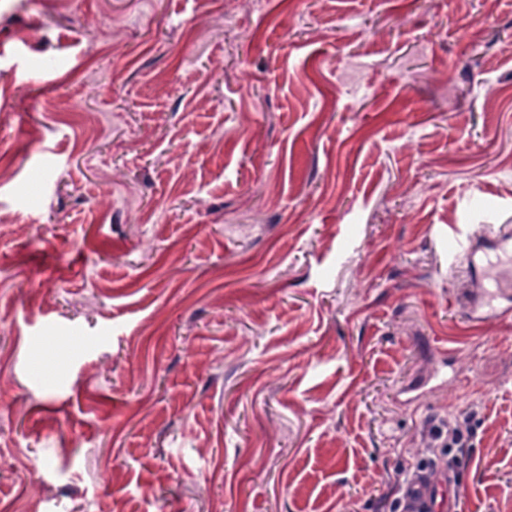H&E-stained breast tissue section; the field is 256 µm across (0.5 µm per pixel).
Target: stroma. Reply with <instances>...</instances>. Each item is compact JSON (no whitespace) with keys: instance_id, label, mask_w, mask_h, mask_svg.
Segmentation results:
<instances>
[{"instance_id":"1","label":"stroma","mask_w":512,"mask_h":512,"mask_svg":"<svg viewBox=\"0 0 512 512\" xmlns=\"http://www.w3.org/2000/svg\"><path fill=\"white\" fill-rule=\"evenodd\" d=\"M0 213V512H512V0H0ZM448 249L462 256L471 281L466 307L469 322L490 317L511 318L512 315V226L501 224L493 234L469 233L464 238H448ZM492 258L496 259L494 263ZM501 267L496 288H489L491 269ZM427 467L411 472L399 489V512H456L460 497L456 474L449 471L444 476V484L437 482ZM448 483V496L444 488Z\"/></svg>"}]
</instances>
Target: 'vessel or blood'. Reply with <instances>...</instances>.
I'll return each instance as SVG.
<instances>
[{
	"label": "vessel or blood",
	"mask_w": 512,
	"mask_h": 512,
	"mask_svg": "<svg viewBox=\"0 0 512 512\" xmlns=\"http://www.w3.org/2000/svg\"><path fill=\"white\" fill-rule=\"evenodd\" d=\"M448 248L463 258L471 281L466 307L469 322L512 316V226L492 234L450 237ZM460 496L455 472L436 481L430 469L411 472L399 489L398 512H457Z\"/></svg>",
	"instance_id": "b4317fda"
}]
</instances>
